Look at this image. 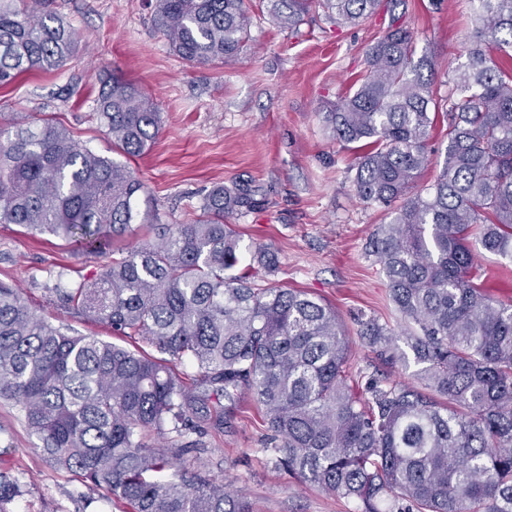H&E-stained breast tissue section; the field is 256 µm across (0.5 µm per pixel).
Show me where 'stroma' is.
Here are the masks:
<instances>
[{
  "instance_id": "stroma-1",
  "label": "stroma",
  "mask_w": 512,
  "mask_h": 512,
  "mask_svg": "<svg viewBox=\"0 0 512 512\" xmlns=\"http://www.w3.org/2000/svg\"><path fill=\"white\" fill-rule=\"evenodd\" d=\"M247 50L224 64L185 63L154 22L156 0H50L74 34L75 51L53 72L31 71L0 87V116L38 123L45 114L87 147L111 155L112 141L95 112L98 76L135 83L162 120L141 156L130 159L161 224H186L217 184H245L257 205L232 219L244 244L272 249L282 287L303 290L335 308L349 334L350 362L362 376L413 379L414 366L380 360L356 330L376 319L396 334L406 326L391 302L381 264L366 250L384 208L360 201L353 152L327 127V106L362 74L365 52L391 18L409 27L417 50L435 64V84L447 93L475 30L468 0H406L354 25L311 10L297 28L277 26L264 0H250ZM470 247L495 301L512 304V263ZM74 253L69 241L0 224V281L18 286L31 306L57 326L109 341L107 326L67 312L52 289L74 284L107 263ZM267 430L251 397L234 426L204 436L201 458L211 476L244 494L252 512H358L355 502L305 485L274 468L262 452ZM0 472L20 480L11 512H125L119 500L50 466L10 403L0 402Z\"/></svg>"
}]
</instances>
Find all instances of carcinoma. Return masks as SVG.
I'll return each mask as SVG.
<instances>
[{
	"mask_svg": "<svg viewBox=\"0 0 512 512\" xmlns=\"http://www.w3.org/2000/svg\"><path fill=\"white\" fill-rule=\"evenodd\" d=\"M0 0V86L63 65L75 47L48 0ZM281 27L320 8L341 24L381 0H268ZM476 29L466 62L439 98L423 74L414 33L391 22L366 52L365 74L324 121L357 151L358 199L388 210L369 252L407 326V348L370 319L358 335L389 364L417 366L414 381L352 372L336 311L269 279L274 252H246L228 219L254 205L247 187L216 185L191 224H167L158 242L126 248L93 278L56 284L61 305L150 346L130 350L54 326L0 281V400L18 410L56 468L123 500L130 512H250L242 494L183 467L198 438L230 428V403L260 408L277 468L360 512H512V305L479 284L469 246L512 261V0H471ZM155 22L189 64L224 63L249 41L246 0H157ZM96 112L112 146L141 155L160 116L134 84L99 77ZM447 123L442 169L429 163ZM143 183L128 164L77 142L51 115L0 125V224L113 251L141 209ZM196 369L195 386L178 366ZM149 432L174 435L151 447ZM197 439H191V436ZM180 466L176 480L163 472ZM0 472V512L20 496ZM448 144L447 138H443V134L435 132L434 138L431 143L432 153L428 167L423 171L419 184H429L439 174L445 154V148Z\"/></svg>",
	"mask_w": 512,
	"mask_h": 512,
	"instance_id": "carcinoma-1",
	"label": "carcinoma"
}]
</instances>
